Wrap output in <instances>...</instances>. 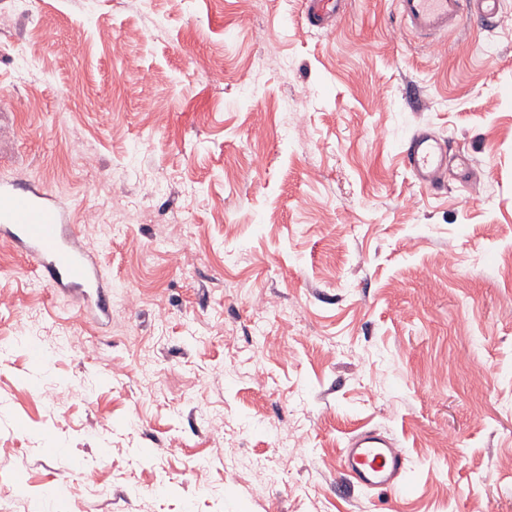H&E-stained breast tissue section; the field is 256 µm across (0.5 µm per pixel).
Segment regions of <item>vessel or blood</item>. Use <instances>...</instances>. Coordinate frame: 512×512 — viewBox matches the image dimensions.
<instances>
[{
    "mask_svg": "<svg viewBox=\"0 0 512 512\" xmlns=\"http://www.w3.org/2000/svg\"><path fill=\"white\" fill-rule=\"evenodd\" d=\"M345 10V0H304L306 22L320 29L332 27ZM395 10L402 29L426 43L454 37L466 18L495 24L504 14L503 0H395ZM402 156L416 181L430 189L444 186L452 166L460 181L469 177L466 158L451 157L447 142L427 129L411 135ZM0 237L34 261L42 283L72 293L82 307L108 314L110 283L48 195L0 186ZM406 470L403 450L371 428L352 436L341 454V474L371 490L399 487Z\"/></svg>",
    "mask_w": 512,
    "mask_h": 512,
    "instance_id": "obj_1",
    "label": "vessel or blood"
}]
</instances>
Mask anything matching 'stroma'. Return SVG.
I'll return each instance as SVG.
<instances>
[{
    "label": "stroma",
    "instance_id": "35a3bbf8",
    "mask_svg": "<svg viewBox=\"0 0 512 512\" xmlns=\"http://www.w3.org/2000/svg\"><path fill=\"white\" fill-rule=\"evenodd\" d=\"M303 9L0 0V183L138 299L81 311L0 238V512H512V0L431 46ZM420 128L477 181L420 186ZM365 428L398 493L342 478Z\"/></svg>",
    "mask_w": 512,
    "mask_h": 512
}]
</instances>
